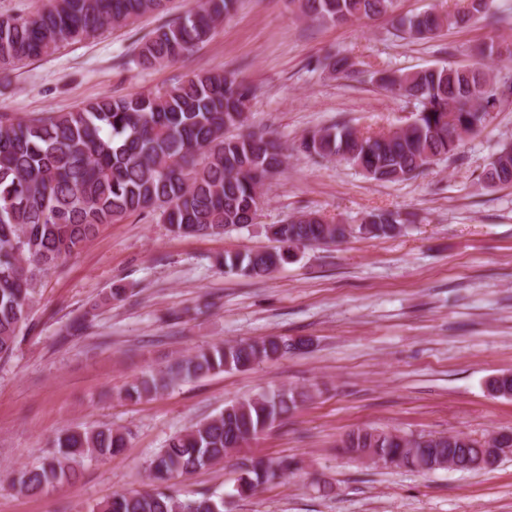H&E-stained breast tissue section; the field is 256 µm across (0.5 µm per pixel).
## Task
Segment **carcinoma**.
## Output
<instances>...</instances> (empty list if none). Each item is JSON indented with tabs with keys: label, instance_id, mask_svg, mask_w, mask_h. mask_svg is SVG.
I'll use <instances>...</instances> for the list:
<instances>
[{
	"label": "carcinoma",
	"instance_id": "carcinoma-1",
	"mask_svg": "<svg viewBox=\"0 0 512 512\" xmlns=\"http://www.w3.org/2000/svg\"><path fill=\"white\" fill-rule=\"evenodd\" d=\"M27 16H0V72L53 54L65 41L95 38L164 8L167 0H38ZM312 20L343 23L394 12L397 0H291ZM235 0H197L195 8L158 28L139 47L143 70L175 62L208 41ZM493 0H464L447 12L431 7L398 19L405 38L429 40L443 30L464 29L494 17ZM355 63L328 56L323 68L353 78ZM372 80L397 98L417 104L411 123L397 131L362 133L345 124L306 135L298 149L313 159L335 158L378 182L418 176L428 166L457 154L463 135L512 99V75H492L482 63L432 66L402 73L375 72ZM253 88L233 71L195 72L156 92L102 96L72 112L19 116L0 112V360L19 343L33 300L37 275L77 253L104 224L145 212L158 214L178 236L220 235L254 223L258 190L278 174L287 158L278 139L246 129ZM486 186L512 185V144L491 156L482 172ZM398 210L366 214L361 223L335 224L315 211L288 216L269 227L278 246L226 252L224 272L266 277L307 246L342 242L358 235L386 239L403 231ZM305 342L259 339L202 348L171 365L160 377L129 385L125 398L140 401L177 381L214 372L247 370L277 359ZM498 396L512 395V373L489 383ZM306 397L294 389L259 394L171 437L148 467L152 489L115 493L89 512H224V497L202 492L188 498L177 477L224 462L246 436L274 427ZM512 442V433L483 441L463 434L418 438L375 428H358L341 439L340 452L359 459L374 448L398 468L458 457H489ZM126 445L124 433L108 426L66 430L52 442L51 456L19 470L11 487L31 495L71 481L74 464L104 459ZM234 490L249 497L285 473L302 472L294 458L242 461Z\"/></svg>",
	"mask_w": 512,
	"mask_h": 512
}]
</instances>
